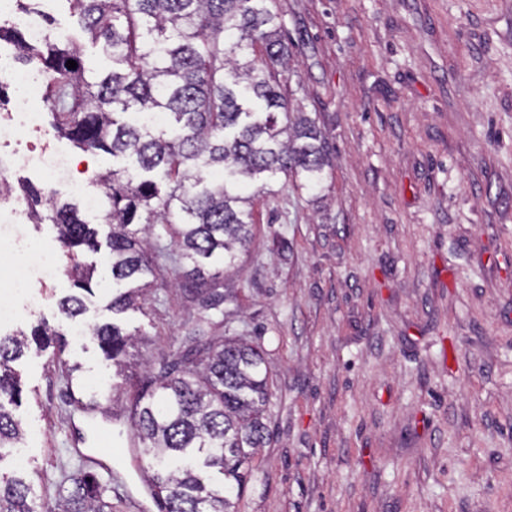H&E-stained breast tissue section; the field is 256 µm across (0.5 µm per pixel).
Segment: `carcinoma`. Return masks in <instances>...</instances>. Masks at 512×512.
I'll use <instances>...</instances> for the list:
<instances>
[{
	"instance_id": "carcinoma-1",
	"label": "carcinoma",
	"mask_w": 512,
	"mask_h": 512,
	"mask_svg": "<svg viewBox=\"0 0 512 512\" xmlns=\"http://www.w3.org/2000/svg\"><path fill=\"white\" fill-rule=\"evenodd\" d=\"M94 45L112 59V71L87 75L83 48L71 39L31 44L0 26V40L18 59L44 76L42 104L53 127L85 152L124 154L133 173L99 178L101 213L110 227L112 279L140 282L155 275L157 261L181 264L186 292L200 308L225 314L230 294L220 291V267L234 265L253 239V201L245 188L280 174L312 190L330 166L316 118L294 110L281 92L292 46L281 37L284 11L276 0H67ZM77 67L69 69L67 61ZM137 108L172 118L168 138L148 124L121 122L117 112ZM204 169L224 172L206 182ZM57 225L66 272L77 292L59 311L67 325L81 322L83 294L93 271L78 255L98 250V232L71 203H51L40 216ZM142 286L112 297L121 314L137 303ZM91 339L124 377L125 417L144 475L160 512H236L254 451L269 440L265 423L271 392L260 346L244 335L186 337L142 373H126L131 334L116 323L95 325ZM64 334L45 323L30 333L0 336V449L22 436L5 403L22 390L12 363L34 345L61 348ZM224 485L211 486L213 473ZM103 475L85 467L53 507L42 512H112ZM0 512H37L31 484L21 476L0 478Z\"/></svg>"
}]
</instances>
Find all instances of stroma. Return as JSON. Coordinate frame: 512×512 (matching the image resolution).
Masks as SVG:
<instances>
[{
    "mask_svg": "<svg viewBox=\"0 0 512 512\" xmlns=\"http://www.w3.org/2000/svg\"><path fill=\"white\" fill-rule=\"evenodd\" d=\"M50 33L84 45L93 74L112 60L89 44L66 0ZM295 44L287 88L315 115L334 156L320 200L285 176L254 201V241L226 278L229 327L265 352L270 440L257 449L238 512H512V0H286ZM101 194L124 158L77 149L44 128ZM85 296L87 324L138 334L135 361L197 324L180 271L161 267L142 308L112 314L107 250ZM67 275L14 300L0 334L60 320ZM221 318L204 331L223 335ZM81 383L66 390L58 360ZM15 457L37 503H52L86 454L122 474L117 512L146 499L130 436L101 410L120 384L88 335L61 354L29 349Z\"/></svg>",
    "mask_w": 512,
    "mask_h": 512,
    "instance_id": "35a3bbf8",
    "label": "stroma"
}]
</instances>
